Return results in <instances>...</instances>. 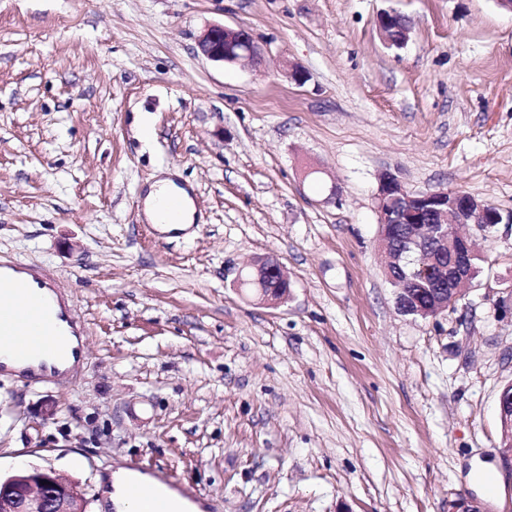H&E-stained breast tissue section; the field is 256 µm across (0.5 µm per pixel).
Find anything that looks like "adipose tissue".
Here are the masks:
<instances>
[{"instance_id": "1", "label": "adipose tissue", "mask_w": 512, "mask_h": 512, "mask_svg": "<svg viewBox=\"0 0 512 512\" xmlns=\"http://www.w3.org/2000/svg\"><path fill=\"white\" fill-rule=\"evenodd\" d=\"M144 212L161 231L179 232L194 221L195 207L187 189L180 187L169 177L154 182L144 199ZM139 484L144 492L157 490V483L148 476L120 468L112 472L104 482L103 494L116 512H142V501L131 498L128 489Z\"/></svg>"}]
</instances>
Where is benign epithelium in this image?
I'll return each mask as SVG.
<instances>
[{
	"mask_svg": "<svg viewBox=\"0 0 512 512\" xmlns=\"http://www.w3.org/2000/svg\"><path fill=\"white\" fill-rule=\"evenodd\" d=\"M395 17L394 12L381 13L377 29L384 43L401 47L408 40L409 27L393 24ZM198 48L204 57L222 64L257 67L263 60L262 48L243 27L209 25L199 36ZM397 200L404 203L400 221L413 225V230L394 243L389 208ZM375 209L379 243L386 257L384 269L396 288L397 309L404 315L424 319L456 309L471 287V260L477 255L475 241L504 220L512 223V215L505 218L500 212L491 211L486 201L470 193L413 194L388 172L379 178ZM431 247L441 256L438 269L442 284L420 303L412 297L416 272L410 269V263L413 256ZM252 274L268 281V287L259 292L261 303L279 305L288 299L289 279L279 262L270 258L257 261L241 278ZM499 420L502 437L512 438V384L500 393ZM87 505L84 490L50 468L34 467L0 477V512H88Z\"/></svg>",
	"mask_w": 512,
	"mask_h": 512,
	"instance_id": "7a95c632",
	"label": "benign epithelium"
}]
</instances>
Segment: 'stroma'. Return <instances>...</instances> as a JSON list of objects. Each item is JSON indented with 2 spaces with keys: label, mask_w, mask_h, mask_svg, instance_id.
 Here are the masks:
<instances>
[{
  "label": "stroma",
  "mask_w": 512,
  "mask_h": 512,
  "mask_svg": "<svg viewBox=\"0 0 512 512\" xmlns=\"http://www.w3.org/2000/svg\"><path fill=\"white\" fill-rule=\"evenodd\" d=\"M384 11L406 20L403 46L381 40ZM211 24L247 29L262 65L203 57ZM166 172L195 206L177 234L143 212ZM385 172L512 214V12L496 0H0V260L62 283L87 349L61 381L0 377V474L26 456L89 512L120 467L201 512H512V226L479 240L455 311L402 314ZM266 257L291 282L277 306L236 286ZM475 458L499 476L492 498ZM499 420L502 437L512 438V384L506 386L499 396Z\"/></svg>",
  "instance_id": "35a3bbf8"
}]
</instances>
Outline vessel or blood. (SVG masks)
<instances>
[{"label": "vessel or blood", "instance_id": "obj_1", "mask_svg": "<svg viewBox=\"0 0 512 512\" xmlns=\"http://www.w3.org/2000/svg\"><path fill=\"white\" fill-rule=\"evenodd\" d=\"M0 374L25 382L64 379L68 363L85 360L84 325L43 269L0 261Z\"/></svg>", "mask_w": 512, "mask_h": 512}]
</instances>
